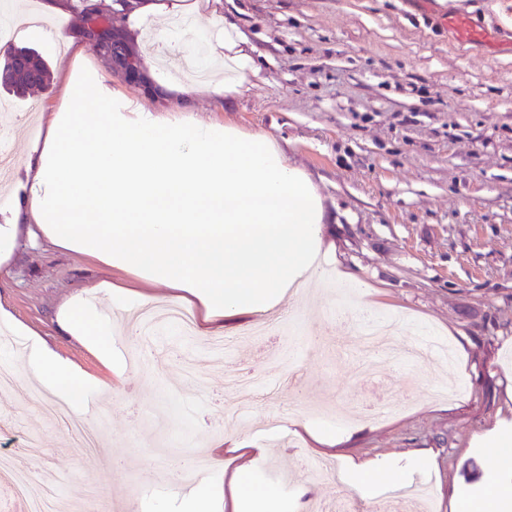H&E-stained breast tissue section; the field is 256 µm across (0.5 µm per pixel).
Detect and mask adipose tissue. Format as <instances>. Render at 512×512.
<instances>
[{
    "mask_svg": "<svg viewBox=\"0 0 512 512\" xmlns=\"http://www.w3.org/2000/svg\"><path fill=\"white\" fill-rule=\"evenodd\" d=\"M168 21L206 16L198 0H135L123 36L138 42L147 16ZM224 80L213 95L235 98L260 68L238 28L224 25ZM65 108L44 138L26 148L24 195L0 216V269L19 237L37 228L53 245L193 302L203 334L240 313L265 314L319 287L324 245L320 194L303 169L264 133L212 124H163L150 113L130 119L117 93L97 75L69 78ZM63 328L103 365L112 363V328L80 296L60 308ZM0 321L26 337L31 373L52 395L74 406L97 382L62 358L36 332L0 307ZM241 464L220 492L201 488L183 512H273L275 488L259 479L264 454L248 438L231 442ZM384 459H353L346 470L369 493L402 487ZM451 512H512V484L489 479L482 497L459 486Z\"/></svg>",
    "mask_w": 512,
    "mask_h": 512,
    "instance_id": "obj_1",
    "label": "adipose tissue"
}]
</instances>
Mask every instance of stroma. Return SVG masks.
Instances as JSON below:
<instances>
[{
	"mask_svg": "<svg viewBox=\"0 0 512 512\" xmlns=\"http://www.w3.org/2000/svg\"><path fill=\"white\" fill-rule=\"evenodd\" d=\"M89 2L69 0L66 13L52 15L63 40L34 29L20 40L49 62L51 80L28 102L0 91V125L19 135L14 155L63 111L71 76L98 73L123 96L156 106L153 92L125 81L94 49L74 58L68 44L86 43ZM447 17L436 0H221L208 22L183 37L147 19L140 55L165 73L171 54L191 51L208 76H223L212 44L227 21L253 47L261 72L243 96L201 93L170 117L264 132L308 173L332 246L321 264L330 288L321 301L265 314L270 323L295 313L292 333L251 342L244 334L256 318L242 314L224 327L236 344L221 357H210V337L177 325L152 330L155 350L147 353L124 337L123 318L139 306L140 291L166 302L167 289L144 288L133 275L46 240L20 238L8 273H0V303L61 356L112 385L117 400L84 398L98 447H77L69 429L32 407L25 339L16 337L14 349L0 352V371L17 379L13 394H0V453L28 448L32 463L54 474L68 510L91 482L108 512H179L172 463L203 455L206 483H218L228 456L217 443L238 435L266 450L259 466L262 481L280 493L274 512H294L305 485L309 506L346 499L352 512H368L369 500L338 478L350 456L432 450L434 464L422 474L436 512H449L451 485L478 497L488 475L507 479L480 440L496 421H512V29L487 46L458 38ZM30 102L34 127L25 131L19 111ZM102 280L137 292L119 305L94 300L116 329L110 369L57 322L68 298ZM399 314L447 339L451 369L421 362L404 373L396 360L369 353L354 360L357 322ZM237 369L253 370L265 388L249 414L229 425L227 378ZM451 380L460 394H439ZM406 397L409 409L389 411ZM343 401L373 411L340 426L331 410ZM324 429L336 430L341 443L318 445L312 434Z\"/></svg>",
	"mask_w": 512,
	"mask_h": 512,
	"instance_id": "1",
	"label": "stroma"
}]
</instances>
